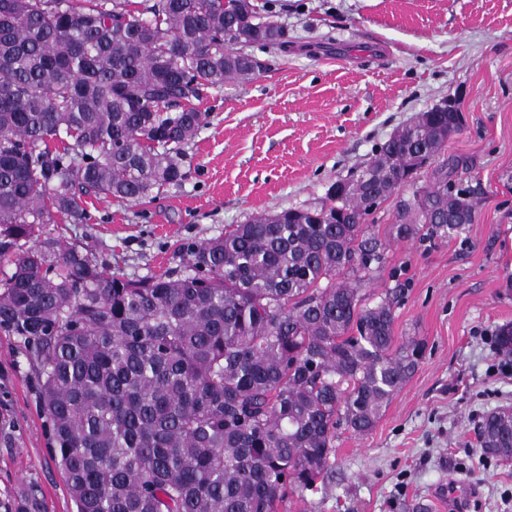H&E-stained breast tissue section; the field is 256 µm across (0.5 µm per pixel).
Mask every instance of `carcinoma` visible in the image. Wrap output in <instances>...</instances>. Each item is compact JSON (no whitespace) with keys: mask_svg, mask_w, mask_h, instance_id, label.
<instances>
[{"mask_svg":"<svg viewBox=\"0 0 512 512\" xmlns=\"http://www.w3.org/2000/svg\"><path fill=\"white\" fill-rule=\"evenodd\" d=\"M287 47L249 0H0V330L23 340L76 512H280L317 492L344 426L368 434L424 343L395 345L385 263L365 223L448 113L389 138L342 195L251 216L180 247L184 269L130 279L42 224H85L86 199L139 202L184 177L209 89ZM473 192L448 179L399 201L397 236L459 234ZM512 360V326L496 334ZM512 461V410L484 418Z\"/></svg>","mask_w":512,"mask_h":512,"instance_id":"carcinoma-1","label":"carcinoma"}]
</instances>
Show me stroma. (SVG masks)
<instances>
[{
    "mask_svg": "<svg viewBox=\"0 0 512 512\" xmlns=\"http://www.w3.org/2000/svg\"><path fill=\"white\" fill-rule=\"evenodd\" d=\"M253 2L288 46L245 45L263 71L209 90L184 180L143 203L89 200V223L67 225L63 241L96 244L133 279L179 271L183 243L319 203L397 128L455 101L463 127L440 157L476 192L473 224L400 241L391 200L367 220L388 249L366 300L404 283L394 334L422 340L424 356L367 436L337 430L332 477L288 512H438L436 493L456 481L472 498L445 512H512V461L487 457L478 439L483 416L512 408V362L494 340L512 324V0ZM32 491L40 512H76L24 345L0 331V512Z\"/></svg>",
    "mask_w": 512,
    "mask_h": 512,
    "instance_id": "1",
    "label": "stroma"
}]
</instances>
